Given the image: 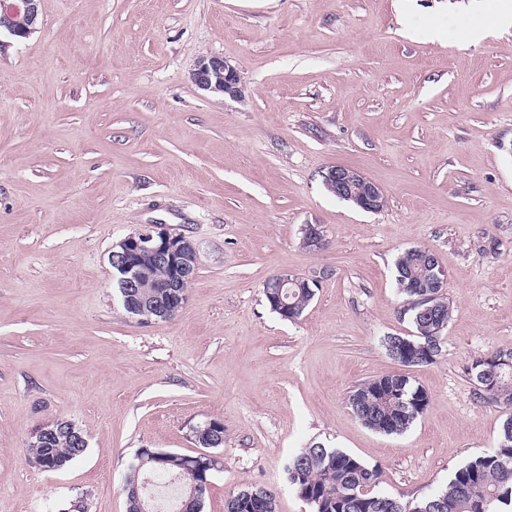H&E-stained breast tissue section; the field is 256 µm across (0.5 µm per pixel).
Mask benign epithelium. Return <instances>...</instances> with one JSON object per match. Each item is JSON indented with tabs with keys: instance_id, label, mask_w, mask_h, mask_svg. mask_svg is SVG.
I'll use <instances>...</instances> for the list:
<instances>
[{
	"instance_id": "7a95c632",
	"label": "benign epithelium",
	"mask_w": 512,
	"mask_h": 512,
	"mask_svg": "<svg viewBox=\"0 0 512 512\" xmlns=\"http://www.w3.org/2000/svg\"><path fill=\"white\" fill-rule=\"evenodd\" d=\"M40 0H15L9 5L0 6V36L11 38L27 37L35 29L39 16ZM193 83L200 90L211 93L216 90L232 98L241 96V78L236 68L224 58L216 55L199 58L191 72ZM325 181L334 185L337 194L351 200L358 208L372 213L380 211L385 198L383 189L371 181L357 186L355 170L343 165H336L324 174ZM302 245L311 250H320L325 245V235L317 224H306L302 228ZM147 256L153 261L170 270L172 279L165 284L170 302L154 301L146 303L139 298L136 279L138 260ZM109 262L121 288L123 301L128 311L141 312L146 315L144 321L165 319L178 311L187 299V290L197 273V251L194 243L182 234H175L165 224H151L147 228L131 233L112 247ZM308 283L309 279L288 273H280L267 284V288L275 289V294L288 287V284ZM193 442L205 447L201 454L218 459L210 448H218L224 443V437L213 425L204 428H190Z\"/></svg>"
}]
</instances>
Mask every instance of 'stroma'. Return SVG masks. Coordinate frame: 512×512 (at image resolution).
I'll return each instance as SVG.
<instances>
[{"instance_id":"1","label":"stroma","mask_w":512,"mask_h":512,"mask_svg":"<svg viewBox=\"0 0 512 512\" xmlns=\"http://www.w3.org/2000/svg\"><path fill=\"white\" fill-rule=\"evenodd\" d=\"M489 0H40L0 49V512H126L138 449L196 454L224 423L203 512L246 486L310 512L286 466L323 443L418 500L491 450L505 417L466 372L512 349V27ZM236 67L238 99L207 95L202 56ZM345 165L387 199L369 213L323 183ZM192 240L197 276L167 321L119 306L113 244L148 224ZM321 225L312 251L301 227ZM433 250L453 311L446 354L411 369L430 395L404 434L364 426L347 398L400 371L394 280ZM317 279L295 322L268 278ZM73 421L84 456L48 472L24 441ZM213 422L219 426L217 431L224 433V425L223 422L219 419H212ZM213 427H215L212 423L204 428L197 426H192L190 429V438L197 445L200 444L203 448H219L220 445L224 444V437L221 433L217 432Z\"/></svg>"}]
</instances>
